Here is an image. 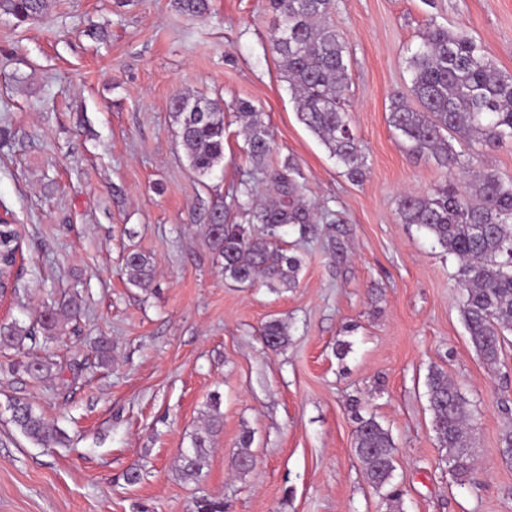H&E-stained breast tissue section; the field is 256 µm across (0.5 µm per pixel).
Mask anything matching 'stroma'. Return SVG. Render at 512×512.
<instances>
[{
  "label": "stroma",
  "mask_w": 512,
  "mask_h": 512,
  "mask_svg": "<svg viewBox=\"0 0 512 512\" xmlns=\"http://www.w3.org/2000/svg\"><path fill=\"white\" fill-rule=\"evenodd\" d=\"M184 17L173 0H50L39 21L0 17V218L18 225L25 258L8 320L45 307L80 312L36 351L57 365L37 382L0 349V512H189L195 498L228 512H386L354 453L357 416L389 429L400 512H512V338L488 366L460 315L457 262L414 224L404 193L444 179L409 158L388 123L390 96L408 91L405 49L428 20L463 30L512 74V0H336L347 38L351 127L365 155L351 181L298 120L268 33L267 0H211ZM190 92L224 106V159L202 176L188 164L170 110ZM247 99L273 139L272 164L295 163L304 201L322 228L301 242L293 288L226 279L207 235L215 207L240 182L266 194L269 179L244 152L235 113ZM138 250L155 265L139 288L121 273ZM289 326L271 352L258 329ZM112 342L99 365L98 337ZM440 369L476 407L474 484L449 473L431 428L427 376ZM224 416L207 465L185 477L178 451L203 427L207 399ZM33 404L66 431L44 448L11 423ZM251 432L253 469L235 460ZM139 466L141 480L124 473Z\"/></svg>",
  "instance_id": "stroma-1"
}]
</instances>
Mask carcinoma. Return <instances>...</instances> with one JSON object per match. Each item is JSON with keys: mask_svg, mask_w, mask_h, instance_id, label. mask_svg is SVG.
Wrapping results in <instances>:
<instances>
[{"mask_svg": "<svg viewBox=\"0 0 512 512\" xmlns=\"http://www.w3.org/2000/svg\"><path fill=\"white\" fill-rule=\"evenodd\" d=\"M48 0H0V15L22 24L43 17ZM179 12L191 18L209 12V0H176ZM275 13L270 32L273 51L281 63L283 80L296 104L297 117L314 134L346 173L356 178L365 167L364 155L350 127L346 108L350 90L348 43L332 21L334 0H269ZM410 92L390 96L389 125L406 145L408 155L433 161L446 171L444 181L426 194H405L398 216L403 224L425 230L457 262L456 280L462 290L461 318L478 356L488 365L499 361L506 335L512 334V177L476 163L485 151L512 147V75L498 68L477 41L434 21L407 47ZM171 110L178 137L190 166L206 175L224 159V107L214 99L179 93ZM237 118L245 137L244 151L253 166L269 173L277 198L261 207L254 204L255 189L240 184L233 202L249 217L234 224L222 208L212 211L208 238L222 259L224 276L241 285L290 288L297 284L302 259L289 253L280 232L291 227L299 239L319 236L318 221L300 200L298 168L287 161L271 168L272 153L263 113L248 100L238 104ZM472 149L468 159L452 141ZM19 233L13 224H0V261L9 273ZM123 274L135 286L153 280V263L138 251L124 257ZM77 315L69 304L40 312L36 324L0 325V347L21 350L25 341L37 343V330L45 337ZM265 348L278 352L288 345V325L271 318L261 325ZM30 377H52L55 364L38 357L20 363ZM432 429L440 446L448 450V468L464 485L473 479L475 458L472 429L475 411L469 399L447 373L436 369L427 378ZM205 426L179 451L180 471L200 477L210 452L212 437L223 425L221 399L207 401ZM11 421L30 441L43 447L61 445L66 434L51 426L32 404L16 402ZM354 450L369 486L389 509L399 507L402 490L395 482L396 447L390 431L374 417L357 418ZM253 438L245 431L239 439L238 468L254 466L249 452ZM192 512H226L224 500L200 497Z\"/></svg>", "mask_w": 512, "mask_h": 512, "instance_id": "cac0c4a2", "label": "carcinoma"}]
</instances>
